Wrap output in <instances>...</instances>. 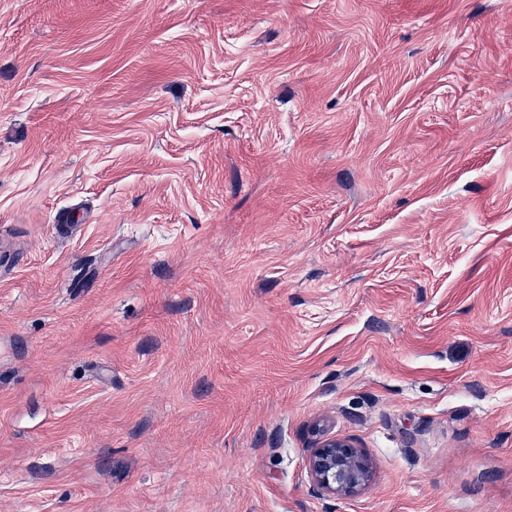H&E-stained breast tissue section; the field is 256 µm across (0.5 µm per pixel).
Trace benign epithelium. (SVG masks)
Returning <instances> with one entry per match:
<instances>
[{
    "label": "benign epithelium",
    "instance_id": "obj_1",
    "mask_svg": "<svg viewBox=\"0 0 512 512\" xmlns=\"http://www.w3.org/2000/svg\"><path fill=\"white\" fill-rule=\"evenodd\" d=\"M307 463L314 489L321 493L354 496L372 479L369 458L347 439H323L309 451Z\"/></svg>",
    "mask_w": 512,
    "mask_h": 512
}]
</instances>
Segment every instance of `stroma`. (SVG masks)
Listing matches in <instances>:
<instances>
[{
	"mask_svg": "<svg viewBox=\"0 0 512 512\" xmlns=\"http://www.w3.org/2000/svg\"><path fill=\"white\" fill-rule=\"evenodd\" d=\"M0 512H512V0H0ZM307 463L314 489L321 493L354 496L372 479V465L366 454L348 439L336 436L311 448Z\"/></svg>",
	"mask_w": 512,
	"mask_h": 512,
	"instance_id": "1",
	"label": "stroma"
}]
</instances>
